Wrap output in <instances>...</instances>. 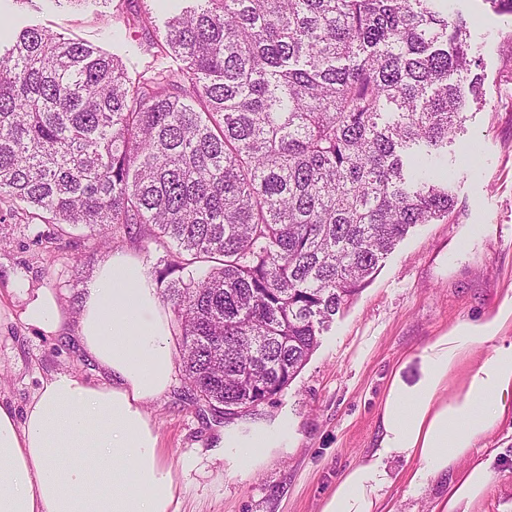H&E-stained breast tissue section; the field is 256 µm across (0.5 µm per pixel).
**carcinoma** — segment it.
I'll return each mask as SVG.
<instances>
[{
    "instance_id": "obj_1",
    "label": "carcinoma",
    "mask_w": 512,
    "mask_h": 512,
    "mask_svg": "<svg viewBox=\"0 0 512 512\" xmlns=\"http://www.w3.org/2000/svg\"><path fill=\"white\" fill-rule=\"evenodd\" d=\"M128 71L32 26L0 53V205L61 241L160 245L149 271L194 399L270 403L418 224L448 216L426 160L479 99L436 0H188ZM106 28L153 25L148 6Z\"/></svg>"
}]
</instances>
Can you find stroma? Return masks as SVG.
<instances>
[{"label": "stroma", "instance_id": "35a3bbf8", "mask_svg": "<svg viewBox=\"0 0 512 512\" xmlns=\"http://www.w3.org/2000/svg\"><path fill=\"white\" fill-rule=\"evenodd\" d=\"M454 8L476 18L470 29L479 61L481 101L473 106L457 140L448 147L454 172L448 218L410 229L382 262L373 280L336 314L305 367L274 402L225 415L198 403L181 372L147 411L174 474L179 475V512H320L337 479L366 458L378 430L389 381L398 367L452 327L495 314L512 298V15L489 0H455ZM103 7L56 8L49 0H0L16 28L39 25L88 41L139 69L149 30L134 28L122 39L105 31ZM480 147L478 168L462 148ZM40 225L20 219L0 223V401L24 410L43 379L70 371L98 382L97 365L81 351L74 325L47 336L21 319L26 300L51 291L68 315H76L98 266L115 250H128L153 266L163 250L143 248L124 234L100 246L86 231L52 244ZM280 426L288 445L272 450L252 468L224 451V430L250 432ZM498 449L491 484L470 512H512V415L485 441ZM195 466L183 472L182 463ZM416 463L398 462L399 478L383 489L396 512H434L448 493L446 481L409 484Z\"/></svg>", "mask_w": 512, "mask_h": 512}]
</instances>
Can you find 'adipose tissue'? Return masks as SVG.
I'll return each mask as SVG.
<instances>
[{
  "label": "adipose tissue",
  "instance_id": "ef3b65f1",
  "mask_svg": "<svg viewBox=\"0 0 512 512\" xmlns=\"http://www.w3.org/2000/svg\"><path fill=\"white\" fill-rule=\"evenodd\" d=\"M22 319L52 336L66 316L52 293L40 291ZM509 324L511 298L494 317L434 337L417 356L414 378L394 372L367 460L343 473L321 512H395L380 491L392 484L397 459L416 462L411 484L447 479L436 512H460L479 499L490 463L470 457L512 411V345L483 359L456 392L448 376ZM76 335L103 372L99 383L62 371L42 380L23 412L0 404V512H178L173 468L146 413L172 382L176 351L157 285L135 254L117 251L99 265ZM284 443L271 427L248 435L231 427L222 437L247 467Z\"/></svg>",
  "mask_w": 512,
  "mask_h": 512
}]
</instances>
